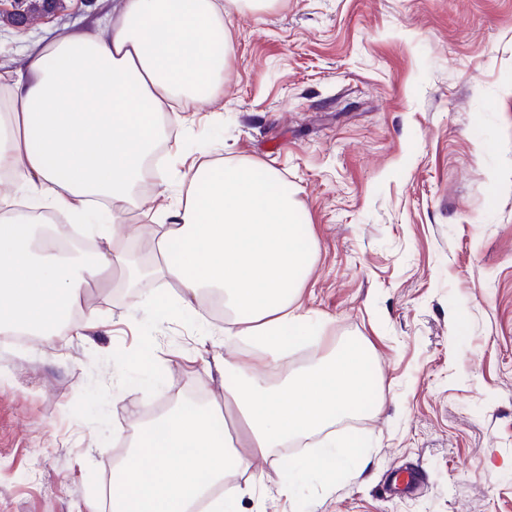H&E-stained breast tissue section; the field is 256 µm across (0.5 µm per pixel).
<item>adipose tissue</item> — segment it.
Segmentation results:
<instances>
[{
	"instance_id": "1",
	"label": "adipose tissue",
	"mask_w": 512,
	"mask_h": 512,
	"mask_svg": "<svg viewBox=\"0 0 512 512\" xmlns=\"http://www.w3.org/2000/svg\"><path fill=\"white\" fill-rule=\"evenodd\" d=\"M269 0H122L109 34L66 33L20 69L0 72V177L20 185L21 205L0 192V333L50 340L64 335L86 288L127 268L113 225L140 205L146 159L166 134L162 115L215 100L232 50L224 6L257 10ZM276 174L239 162L193 167L181 199L161 213L153 232L158 279L176 284L191 311L214 290L233 313L208 327L225 344H243L239 362L215 357L207 370L224 387L217 410L184 401L140 423L130 455L112 471L111 512H229L248 486L229 481L251 473L255 455L288 438L322 431L367 380L355 346L331 350L269 384L288 358L290 330L307 324L300 296L316 254L299 224L292 195ZM100 210L88 225L100 243L90 260L70 254L49 232L59 216ZM238 421L241 442L214 431Z\"/></svg>"
}]
</instances>
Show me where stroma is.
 <instances>
[{
    "instance_id": "obj_1",
    "label": "stroma",
    "mask_w": 512,
    "mask_h": 512,
    "mask_svg": "<svg viewBox=\"0 0 512 512\" xmlns=\"http://www.w3.org/2000/svg\"><path fill=\"white\" fill-rule=\"evenodd\" d=\"M16 28L0 71L59 34L104 23L120 0H65ZM224 92L175 116L156 181L126 212L119 248L153 263L147 208L174 204L192 164L273 169L310 227L301 294L322 347L356 342L372 383L323 436L349 457L282 496L271 476L233 512H512V0H274L227 7ZM156 279L120 271L89 288L101 328L51 341L0 335V512H86L131 451L137 420L188 399L222 403L205 359L206 307L166 315ZM423 472L410 494L402 469Z\"/></svg>"
}]
</instances>
